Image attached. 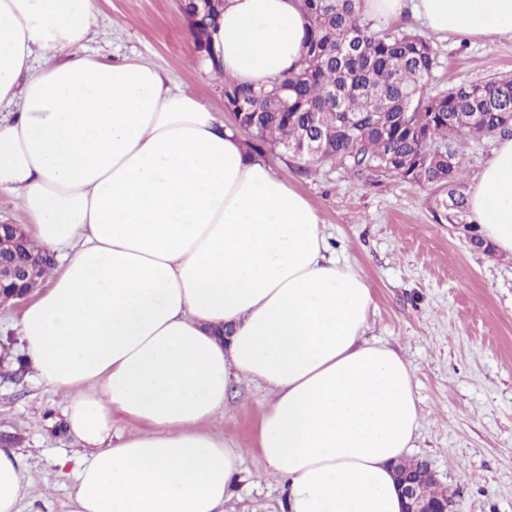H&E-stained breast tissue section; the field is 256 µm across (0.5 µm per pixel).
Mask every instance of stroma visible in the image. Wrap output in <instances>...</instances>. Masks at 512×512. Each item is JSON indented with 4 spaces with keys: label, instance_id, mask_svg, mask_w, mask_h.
I'll use <instances>...</instances> for the list:
<instances>
[{
    "label": "stroma",
    "instance_id": "obj_1",
    "mask_svg": "<svg viewBox=\"0 0 512 512\" xmlns=\"http://www.w3.org/2000/svg\"><path fill=\"white\" fill-rule=\"evenodd\" d=\"M90 57L137 59L160 69L218 121L223 83L206 72L177 0H98ZM438 92L494 76L512 77V36L436 41ZM265 161L319 210L332 252L366 277L374 299L367 340L412 368L419 412L408 459L427 461L454 512H512V256L474 249L463 227L437 219L430 190L387 178L358 179L341 162L303 172L301 160ZM22 304L0 306V446L21 457L30 478L25 512H68L73 480L58 458L76 457L63 400L35 378L11 323ZM266 388L244 379L227 394L213 430L237 448L243 473L229 491L234 512H285L255 436Z\"/></svg>",
    "mask_w": 512,
    "mask_h": 512
}]
</instances>
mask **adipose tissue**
Returning a JSON list of instances; mask_svg holds the SVG:
<instances>
[{
  "mask_svg": "<svg viewBox=\"0 0 512 512\" xmlns=\"http://www.w3.org/2000/svg\"><path fill=\"white\" fill-rule=\"evenodd\" d=\"M433 34L512 33V0H361ZM97 0H0V189L58 263L19 326L86 454L69 512H227L242 457L210 425L230 386L271 399L257 446L288 512H402L392 463L418 425L410 366L365 332L367 280L317 208L196 97L135 59L85 53ZM298 0H225L208 55L240 84L298 68ZM512 254V137L469 195ZM140 432L113 443L114 415ZM30 481L0 448V512Z\"/></svg>",
  "mask_w": 512,
  "mask_h": 512,
  "instance_id": "obj_1",
  "label": "adipose tissue"
}]
</instances>
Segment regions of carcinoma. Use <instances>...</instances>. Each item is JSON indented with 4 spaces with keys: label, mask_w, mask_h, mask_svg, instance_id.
Returning <instances> with one entry per match:
<instances>
[{
    "label": "carcinoma",
    "mask_w": 512,
    "mask_h": 512,
    "mask_svg": "<svg viewBox=\"0 0 512 512\" xmlns=\"http://www.w3.org/2000/svg\"><path fill=\"white\" fill-rule=\"evenodd\" d=\"M310 21L299 68L270 85L224 78V107L270 151L319 139L308 169L336 160L360 175L448 194V221L466 223L463 159L469 142L512 134V78L428 90L439 56L400 28L359 23L360 0H299Z\"/></svg>",
    "instance_id": "1"
}]
</instances>
